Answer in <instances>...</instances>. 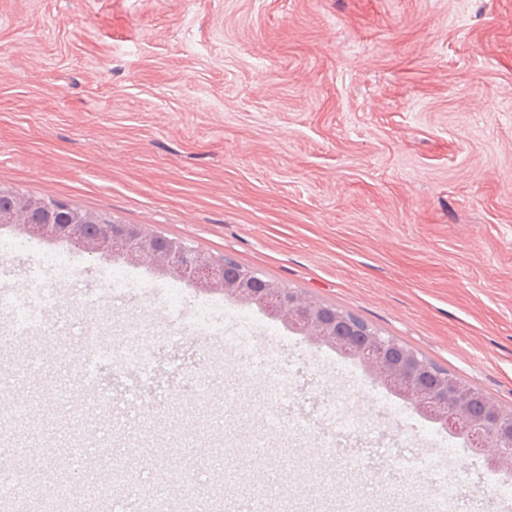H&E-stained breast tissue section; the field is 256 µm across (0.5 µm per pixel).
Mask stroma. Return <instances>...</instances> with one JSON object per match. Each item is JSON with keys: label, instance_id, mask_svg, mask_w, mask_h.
Wrapping results in <instances>:
<instances>
[{"label": "stroma", "instance_id": "obj_1", "mask_svg": "<svg viewBox=\"0 0 512 512\" xmlns=\"http://www.w3.org/2000/svg\"><path fill=\"white\" fill-rule=\"evenodd\" d=\"M0 183L148 224L205 253L351 312L512 408V0H0ZM77 280L49 283L54 344L23 346L0 311V410L31 403L11 439L30 473L60 454L83 390L85 338L158 337L170 393L141 408L127 381L85 408L80 482L123 461L110 512L173 486V512H211L228 489L250 512L259 484L314 499L361 492L422 512L389 463L428 450L396 441L367 392L344 406L363 430L361 468L324 451L322 408L349 380L336 352L278 324L299 393L275 418L268 386L210 342L212 401L183 386L194 341L145 294L116 299L76 248ZM97 302L85 306L88 295Z\"/></svg>", "mask_w": 512, "mask_h": 512}]
</instances>
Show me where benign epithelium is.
<instances>
[{
	"mask_svg": "<svg viewBox=\"0 0 512 512\" xmlns=\"http://www.w3.org/2000/svg\"><path fill=\"white\" fill-rule=\"evenodd\" d=\"M14 204L0 212V224L49 238L77 241L89 253L119 252L126 259L157 266L202 288L258 304L319 343L358 358L382 385L414 409L465 437L470 447L496 448L492 462L512 470V410L478 389L435 368L418 351L326 301L312 298L249 268L230 271L227 262L182 240L167 239L142 224H123L73 208L54 197L10 191Z\"/></svg>",
	"mask_w": 512,
	"mask_h": 512,
	"instance_id": "obj_1",
	"label": "benign epithelium"
}]
</instances>
